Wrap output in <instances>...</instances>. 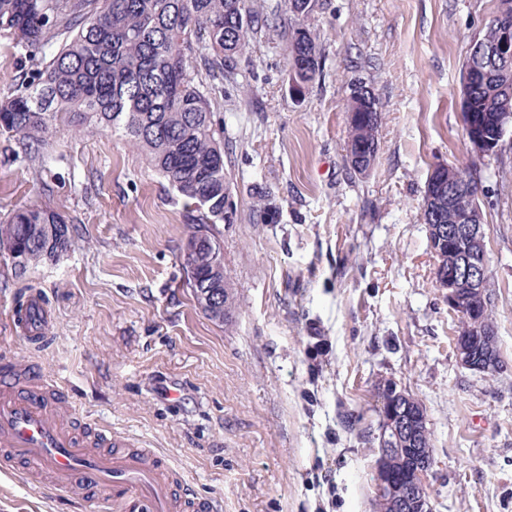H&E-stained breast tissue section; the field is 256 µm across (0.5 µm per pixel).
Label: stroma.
I'll use <instances>...</instances> for the list:
<instances>
[{
  "label": "stroma",
  "mask_w": 512,
  "mask_h": 512,
  "mask_svg": "<svg viewBox=\"0 0 512 512\" xmlns=\"http://www.w3.org/2000/svg\"><path fill=\"white\" fill-rule=\"evenodd\" d=\"M497 0H316L323 69L295 89L285 40L256 44L218 94L236 305L211 320L184 284L191 207L128 139L60 120L38 156L0 133V221L46 206L67 256L0 260V361L37 366L78 410L164 457L222 512H374L377 385L424 406L434 512H512V131L482 156L461 122L462 64ZM40 56L0 34V95ZM382 114L368 173L346 158L353 84ZM481 175L501 368L459 364L421 205L435 165ZM274 213L256 220L258 192ZM36 292L48 341L12 330ZM0 512H100L0 470Z\"/></svg>",
  "instance_id": "stroma-1"
}]
</instances>
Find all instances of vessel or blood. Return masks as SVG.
<instances>
[{
    "label": "vessel or blood",
    "instance_id": "vessel-or-blood-1",
    "mask_svg": "<svg viewBox=\"0 0 512 512\" xmlns=\"http://www.w3.org/2000/svg\"><path fill=\"white\" fill-rule=\"evenodd\" d=\"M47 311L28 295L13 320L31 343L43 341ZM61 390L31 369L0 364V462H18L29 475H49L60 494L77 490L126 512H216L213 499L179 491L165 459L77 417L66 427L56 415Z\"/></svg>",
    "mask_w": 512,
    "mask_h": 512
}]
</instances>
